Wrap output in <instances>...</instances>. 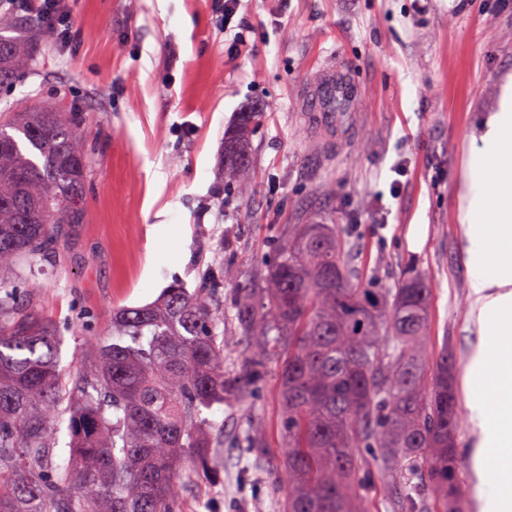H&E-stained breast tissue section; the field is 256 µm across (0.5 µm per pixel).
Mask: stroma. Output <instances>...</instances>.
Segmentation results:
<instances>
[{
	"label": "stroma",
	"mask_w": 512,
	"mask_h": 512,
	"mask_svg": "<svg viewBox=\"0 0 512 512\" xmlns=\"http://www.w3.org/2000/svg\"><path fill=\"white\" fill-rule=\"evenodd\" d=\"M66 6L72 44L39 28L29 73L0 92V113L47 102L86 116V223L39 294L64 336L63 364L85 337L109 332L113 307L151 303L175 282L196 288L206 267L231 271L228 287H263L284 226L324 223L381 287L409 262L432 281L429 349L450 342L464 373L478 333L459 234L463 164L512 76V0H243L236 18L256 41L239 53L225 47L211 0ZM329 78L354 89L335 123L321 121L317 98ZM243 112L261 122L232 181L224 134ZM78 310L86 328L72 323ZM279 414L272 375L251 402L209 412L224 429V483H196L185 512H231L244 498L248 512H282L267 476ZM254 416L262 459L234 444ZM462 416L461 481L480 512L498 483L477 476L470 410Z\"/></svg>",
	"instance_id": "stroma-1"
}]
</instances>
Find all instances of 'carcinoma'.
Instances as JSON below:
<instances>
[{"label": "carcinoma", "instance_id": "cac0c4a2", "mask_svg": "<svg viewBox=\"0 0 512 512\" xmlns=\"http://www.w3.org/2000/svg\"><path fill=\"white\" fill-rule=\"evenodd\" d=\"M0 12V87L30 67L38 34ZM259 115L224 135V170L249 162ZM81 112L0 114V512H184L189 479L224 480L203 414L247 403L275 369L283 452L271 476L283 512H463L454 354L428 358L431 280L406 266L377 288L334 224H289L267 287L224 299L227 270L152 303L112 310V335L60 368L62 335L40 309L45 268L79 238L90 167ZM252 346L224 368V312ZM68 457L54 430L66 410ZM235 446L264 450L259 424Z\"/></svg>", "mask_w": 512, "mask_h": 512}]
</instances>
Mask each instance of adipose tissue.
<instances>
[{
  "mask_svg": "<svg viewBox=\"0 0 512 512\" xmlns=\"http://www.w3.org/2000/svg\"><path fill=\"white\" fill-rule=\"evenodd\" d=\"M468 255L472 319L478 328L463 378L480 447L496 449L500 494L489 512H512V82L472 146L459 207ZM496 413H489L486 391Z\"/></svg>",
  "mask_w": 512,
  "mask_h": 512,
  "instance_id": "1",
  "label": "adipose tissue"
}]
</instances>
